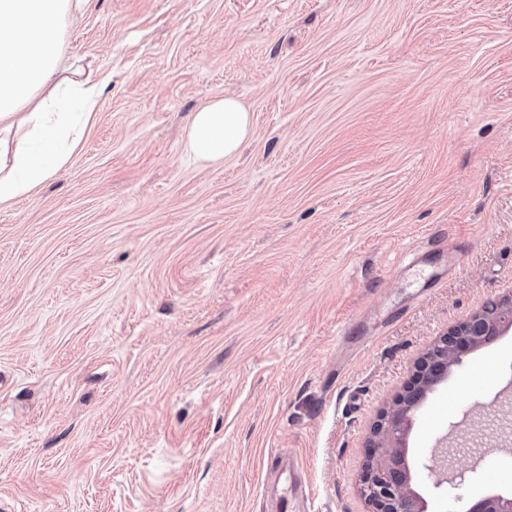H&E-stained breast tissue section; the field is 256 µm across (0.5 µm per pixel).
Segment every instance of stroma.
I'll return each mask as SVG.
<instances>
[{"label": "stroma", "mask_w": 512, "mask_h": 512, "mask_svg": "<svg viewBox=\"0 0 512 512\" xmlns=\"http://www.w3.org/2000/svg\"><path fill=\"white\" fill-rule=\"evenodd\" d=\"M65 59L106 86L0 205V512H275L284 462L306 512H367L381 411L512 296V0H87ZM227 95L253 134L199 161ZM511 412L509 333L410 455ZM454 467L482 494L512 446ZM252 132L248 108L236 98L224 97L194 113L186 149L199 160L224 161Z\"/></svg>", "instance_id": "1"}]
</instances>
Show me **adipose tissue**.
I'll return each mask as SVG.
<instances>
[{"mask_svg":"<svg viewBox=\"0 0 512 512\" xmlns=\"http://www.w3.org/2000/svg\"><path fill=\"white\" fill-rule=\"evenodd\" d=\"M85 0H0V205L16 201L62 168L96 115L103 79L64 63V32ZM252 127L238 99L195 112L186 149L220 162Z\"/></svg>","mask_w":512,"mask_h":512,"instance_id":"ef3b65f1","label":"adipose tissue"}]
</instances>
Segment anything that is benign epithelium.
I'll return each mask as SVG.
<instances>
[{
  "instance_id": "benign-epithelium-1",
  "label": "benign epithelium",
  "mask_w": 512,
  "mask_h": 512,
  "mask_svg": "<svg viewBox=\"0 0 512 512\" xmlns=\"http://www.w3.org/2000/svg\"><path fill=\"white\" fill-rule=\"evenodd\" d=\"M511 330L510 297L449 328L417 361L409 381L372 428L371 451L361 476L368 512H427L417 482L419 464L408 454L415 415L465 354ZM464 512H512V493L489 489L471 500Z\"/></svg>"
}]
</instances>
